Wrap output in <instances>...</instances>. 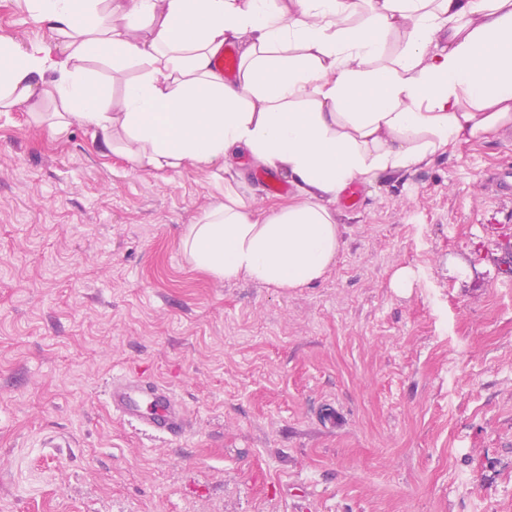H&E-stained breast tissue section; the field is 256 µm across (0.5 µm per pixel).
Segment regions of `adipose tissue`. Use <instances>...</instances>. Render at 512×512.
Instances as JSON below:
<instances>
[{"label": "adipose tissue", "instance_id": "ef3b65f1", "mask_svg": "<svg viewBox=\"0 0 512 512\" xmlns=\"http://www.w3.org/2000/svg\"><path fill=\"white\" fill-rule=\"evenodd\" d=\"M23 3L56 39L0 38V112L51 97L52 131L81 120L140 169L227 167L244 150L288 172V207L258 217L228 185L189 225L191 261L221 281L318 283L341 249L331 204L347 185L512 127V0ZM230 43L233 81L212 67ZM105 69L123 80L119 99Z\"/></svg>", "mask_w": 512, "mask_h": 512}]
</instances>
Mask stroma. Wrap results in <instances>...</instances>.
<instances>
[{"mask_svg":"<svg viewBox=\"0 0 512 512\" xmlns=\"http://www.w3.org/2000/svg\"><path fill=\"white\" fill-rule=\"evenodd\" d=\"M1 37L53 40L22 0ZM508 166L512 131L363 185L324 279L281 289L183 247L225 183L288 205L250 156L136 169L0 113V512H512ZM117 374L170 388L187 435L114 416Z\"/></svg>","mask_w":512,"mask_h":512,"instance_id":"35a3bbf8","label":"stroma"}]
</instances>
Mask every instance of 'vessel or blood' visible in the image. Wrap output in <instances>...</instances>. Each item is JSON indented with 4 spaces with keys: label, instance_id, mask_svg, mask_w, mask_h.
<instances>
[{
    "label": "vessel or blood",
    "instance_id": "vessel-or-blood-1",
    "mask_svg": "<svg viewBox=\"0 0 512 512\" xmlns=\"http://www.w3.org/2000/svg\"><path fill=\"white\" fill-rule=\"evenodd\" d=\"M213 67L224 77H234L239 68L236 49L225 46L214 58ZM107 394L113 412L137 422L146 430L178 439L190 428L183 406L165 385L121 375L112 377L108 382Z\"/></svg>",
    "mask_w": 512,
    "mask_h": 512
}]
</instances>
